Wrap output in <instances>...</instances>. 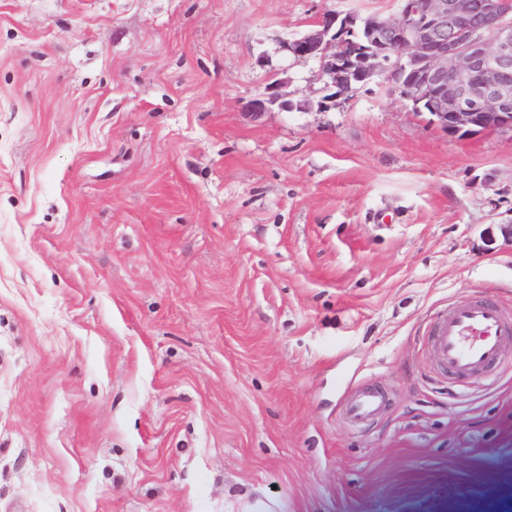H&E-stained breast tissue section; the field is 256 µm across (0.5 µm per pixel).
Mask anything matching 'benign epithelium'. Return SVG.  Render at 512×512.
<instances>
[{
    "mask_svg": "<svg viewBox=\"0 0 512 512\" xmlns=\"http://www.w3.org/2000/svg\"><path fill=\"white\" fill-rule=\"evenodd\" d=\"M391 15L333 12L285 43L298 61L317 60L333 92L326 111L386 76L418 112L450 134L512 130V0H396ZM272 83L256 113L303 109Z\"/></svg>",
    "mask_w": 512,
    "mask_h": 512,
    "instance_id": "7a95c632",
    "label": "benign epithelium"
}]
</instances>
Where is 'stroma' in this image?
<instances>
[{
	"instance_id": "1",
	"label": "stroma",
	"mask_w": 512,
	"mask_h": 512,
	"mask_svg": "<svg viewBox=\"0 0 512 512\" xmlns=\"http://www.w3.org/2000/svg\"><path fill=\"white\" fill-rule=\"evenodd\" d=\"M335 11L395 2L0 0V512H512V344L429 339L512 314V131L318 109ZM288 81L280 80L275 81L268 88V94L264 99H258L251 104L252 112L261 113L266 112L269 107L277 105L281 110L292 111L294 109H303L305 104L294 103L292 100L287 99L282 89L286 87ZM511 327L502 309L488 301L456 305L440 317L433 331L434 353L448 370L471 377L502 361ZM380 406V396L374 392H366L353 400L347 410L352 419L362 420L375 415Z\"/></svg>"
}]
</instances>
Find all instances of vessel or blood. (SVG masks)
Segmentation results:
<instances>
[{
  "label": "vessel or blood",
  "instance_id": "vessel-or-blood-1",
  "mask_svg": "<svg viewBox=\"0 0 512 512\" xmlns=\"http://www.w3.org/2000/svg\"><path fill=\"white\" fill-rule=\"evenodd\" d=\"M512 335L501 308L478 301L456 305L438 320L433 331L434 353L448 369L461 377L476 375L502 361L504 344ZM381 406L378 394L366 392L348 406L352 419L375 415Z\"/></svg>",
  "mask_w": 512,
  "mask_h": 512
}]
</instances>
